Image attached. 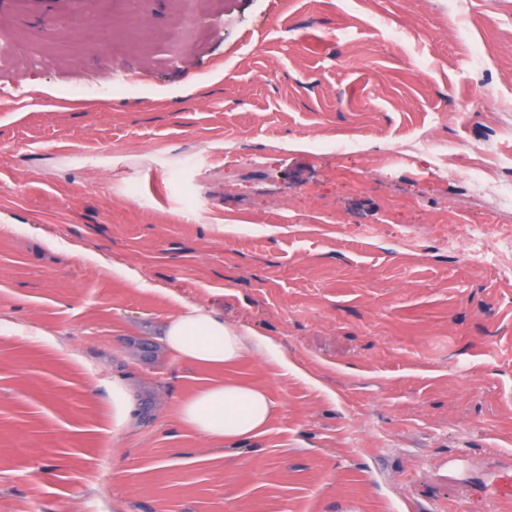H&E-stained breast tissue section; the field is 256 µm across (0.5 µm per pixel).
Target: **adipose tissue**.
I'll use <instances>...</instances> for the list:
<instances>
[{"label": "adipose tissue", "mask_w": 512, "mask_h": 512, "mask_svg": "<svg viewBox=\"0 0 512 512\" xmlns=\"http://www.w3.org/2000/svg\"><path fill=\"white\" fill-rule=\"evenodd\" d=\"M158 339L174 360L224 370L245 357H257L282 369L292 364L272 339L225 320L213 307L182 303L159 325ZM278 411L268 390L232 377L201 385L179 409L182 422L215 445L234 444L266 433Z\"/></svg>", "instance_id": "1"}]
</instances>
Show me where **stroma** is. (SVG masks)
Here are the masks:
<instances>
[{"label": "stroma", "mask_w": 512, "mask_h": 512, "mask_svg": "<svg viewBox=\"0 0 512 512\" xmlns=\"http://www.w3.org/2000/svg\"><path fill=\"white\" fill-rule=\"evenodd\" d=\"M425 131L447 181L387 158ZM475 142L512 159V0H0V512H512V213ZM182 301L297 366L236 371L265 435L180 422L213 376L154 336ZM465 177L472 191L479 195H491L502 210L512 211V182H505L494 160L492 149L485 145L470 150Z\"/></svg>", "instance_id": "35a3bbf8"}]
</instances>
